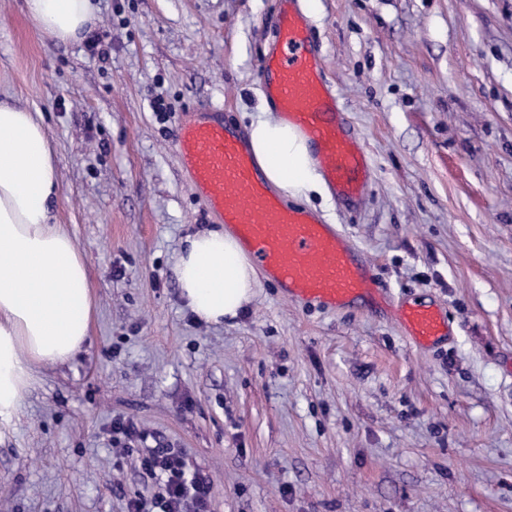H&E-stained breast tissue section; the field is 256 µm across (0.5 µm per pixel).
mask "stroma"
<instances>
[{
	"mask_svg": "<svg viewBox=\"0 0 512 512\" xmlns=\"http://www.w3.org/2000/svg\"><path fill=\"white\" fill-rule=\"evenodd\" d=\"M22 5L0 0V100L42 115L94 313L0 427V512H126L159 491L157 447L208 479L209 512H512V0H310L370 178L309 210L382 305L306 304L264 276L220 325L179 295L186 237L222 223L175 139L192 110L241 134L261 116L277 0H96L69 43ZM405 302L447 336L415 345Z\"/></svg>",
	"mask_w": 512,
	"mask_h": 512,
	"instance_id": "obj_1",
	"label": "stroma"
}]
</instances>
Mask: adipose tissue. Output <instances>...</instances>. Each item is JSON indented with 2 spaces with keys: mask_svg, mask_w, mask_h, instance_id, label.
Returning a JSON list of instances; mask_svg holds the SVG:
<instances>
[{
  "mask_svg": "<svg viewBox=\"0 0 512 512\" xmlns=\"http://www.w3.org/2000/svg\"><path fill=\"white\" fill-rule=\"evenodd\" d=\"M93 0H24L41 34L78 39ZM246 145L268 186L297 205L329 197L313 146L287 120L251 123ZM60 196L40 113L0 101V425L20 409L35 370L74 356L89 334L94 301L72 239L52 221ZM179 294L195 318L220 324L245 312L260 286L256 265L231 228L204 230L178 253Z\"/></svg>",
  "mask_w": 512,
  "mask_h": 512,
  "instance_id": "adipose-tissue-1",
  "label": "adipose tissue"
}]
</instances>
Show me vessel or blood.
Returning <instances> with one entry per match:
<instances>
[{
	"label": "vessel or blood",
	"instance_id": "obj_1",
	"mask_svg": "<svg viewBox=\"0 0 512 512\" xmlns=\"http://www.w3.org/2000/svg\"><path fill=\"white\" fill-rule=\"evenodd\" d=\"M279 2L277 40L261 66L267 93L280 116L312 143L333 188L356 199L369 178L365 155L336 119V99L311 45L306 18L295 0ZM176 149L210 210L234 225L289 298L332 308L376 302L370 266L331 225L284 208L268 190L243 138L226 128L221 117L196 115L182 122ZM400 319L416 343L430 344L443 335L445 321L436 310L412 306L401 310Z\"/></svg>",
	"mask_w": 512,
	"mask_h": 512
}]
</instances>
